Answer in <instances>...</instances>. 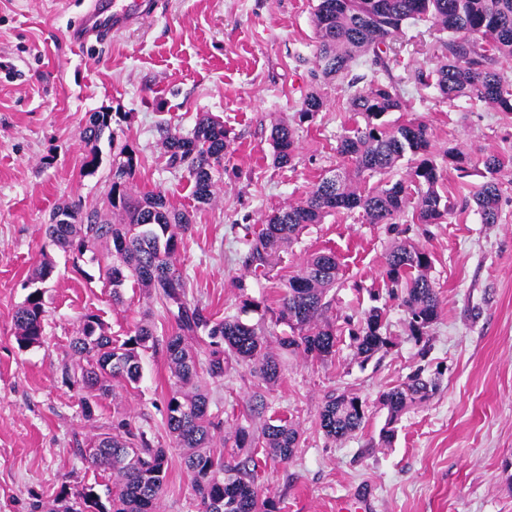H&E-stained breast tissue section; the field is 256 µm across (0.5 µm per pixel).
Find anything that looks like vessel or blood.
I'll return each mask as SVG.
<instances>
[{
	"label": "vessel or blood",
	"instance_id": "obj_1",
	"mask_svg": "<svg viewBox=\"0 0 512 512\" xmlns=\"http://www.w3.org/2000/svg\"><path fill=\"white\" fill-rule=\"evenodd\" d=\"M158 4L159 0H89L81 19L69 29L68 41L81 50L103 44L113 33L154 13Z\"/></svg>",
	"mask_w": 512,
	"mask_h": 512
}]
</instances>
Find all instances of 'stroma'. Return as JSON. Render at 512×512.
Listing matches in <instances>:
<instances>
[{"label": "stroma", "instance_id": "35a3bbf8", "mask_svg": "<svg viewBox=\"0 0 512 512\" xmlns=\"http://www.w3.org/2000/svg\"><path fill=\"white\" fill-rule=\"evenodd\" d=\"M316 0H160L156 13L76 56L66 34L84 0H0V512L51 505L60 485L102 482L77 444L109 429L114 411L160 430L170 388L164 359L147 354L137 389L105 399L85 421L78 394L61 382V364L80 317L99 314L107 331L124 335L140 322L146 301L126 288L113 306L96 264L56 254L45 285L46 336L19 349L14 315L26 281L41 260L45 225L59 206L101 204L113 150L100 141L102 163L86 173L90 147L82 137L89 113L110 112L117 143L139 157L134 190H164L169 206L189 211L192 228L175 256L188 297L217 316L236 313L241 294L275 300L309 254L334 252L340 279L329 311L337 322L385 308L392 346L360 362L348 335L327 360L289 357L282 379L252 414L254 379L241 372L211 384V410L224 420L217 447L234 445L245 419L292 420L300 442L286 463L259 467L261 495L278 512H338L339 501L369 498L372 512H512V174L499 177L501 217L483 223L470 199L484 180L488 153L512 155V121L482 103L442 99L416 85L445 32L430 23L405 26L397 38L394 77L403 79V109L387 122L420 120L444 168L442 195L462 203L442 224H369L341 212L304 230L285 247L269 274L246 266L245 242L264 218L299 202L341 163L337 141L354 115L345 82L314 86L310 74ZM326 105L313 121L296 123V106L312 89ZM205 115L224 124L227 149L214 201L198 204L186 173L167 167L159 129L190 133ZM297 126L293 162H273L271 129ZM457 148L471 160L458 177L443 153ZM409 240L433 259L429 276L439 317L426 344L407 331L408 314L382 277L392 244ZM439 377L425 403L397 423L391 446L379 443L387 411L382 391L416 369ZM348 392L366 404L367 419L351 436L327 438L318 425L327 395ZM192 476L172 452L160 512H196Z\"/></svg>", "mask_w": 512, "mask_h": 512}]
</instances>
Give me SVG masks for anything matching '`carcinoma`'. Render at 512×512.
Here are the masks:
<instances>
[{"label":"carcinoma","instance_id":"cac0c4a2","mask_svg":"<svg viewBox=\"0 0 512 512\" xmlns=\"http://www.w3.org/2000/svg\"><path fill=\"white\" fill-rule=\"evenodd\" d=\"M409 20H430L451 34L441 43V57L434 67L415 72L419 85L450 101L488 104L512 120V77L497 68L500 60L512 59V0H317L312 17L316 34L312 78L317 84L346 79L352 87L356 83L349 78L353 64L362 56L370 57L368 87L349 98L350 111L361 115L364 124L344 129L336 148L344 164L333 176L315 183L301 201L266 217L264 227L246 240L254 268H271L285 245L340 210L360 209L368 223L390 225L398 223L410 207L418 224H441L453 212L454 206L439 191L443 169L431 151L427 125L383 121L387 113L402 107L400 83L392 75L390 62L398 55L393 42ZM324 107L322 94L312 90L297 105L299 122L313 120ZM106 132L115 142L112 113H89L83 134L91 145L85 161L90 174L100 165L97 143ZM271 141L274 163L291 164L295 129L277 124ZM162 144L169 168L185 172L193 183L194 200L211 203L216 175L224 167V125L204 116L186 135L164 130ZM407 154L414 157L407 179L367 189L359 185L366 177L392 169ZM481 163L488 179L472 199L483 223L496 224L501 212L497 175L512 169V156L487 154ZM137 165L135 150L123 145L112 158L103 206L86 208L74 202L57 208L69 222H50L45 236L49 246L65 254L91 253L90 260L98 264L111 288L112 304H124L127 284H137L147 299L160 306L170 331L158 336L149 323L141 322L121 338L105 331L99 315L86 313L65 353L63 382L77 389L81 415L90 421L102 400L115 396L116 388H136L143 354L162 355L171 378L163 430L173 447L182 450L199 498L198 512H276L271 500L259 501L255 457L262 453L283 463L290 461L299 443L297 428L281 417L268 418L258 432L241 425L235 448L225 458L224 451L212 448L223 421L210 410L203 376L222 381L247 369L257 379L253 400L262 407L264 388L281 379L288 356L303 353L325 359L336 355L337 329L326 313L333 301L329 293L339 280V262L331 251L315 252L288 278L276 305L244 295L237 313L217 318L188 299L184 277L173 261L181 237L191 230L190 212L170 208L161 190L141 196L132 193L130 180ZM109 241L112 251L99 252L98 245ZM431 266V254L406 241L393 245L385 260L386 281L392 292H400L410 336L417 342L423 341L438 317V293L427 274ZM54 271L53 261L46 257L28 279L34 288L14 315L15 339L22 350L43 341L47 313L43 285ZM250 313L258 316L257 322L245 319ZM384 320L379 307L365 313L353 338L362 360L391 345L382 332ZM279 325L285 329L277 334L274 328ZM271 337L281 354L271 350ZM437 390L438 382L419 369L382 393L387 418L381 444L391 445L405 410L426 402ZM365 419L366 405L359 397L332 394L320 411L319 425L326 437L338 440L358 431ZM79 452L104 473V493L93 485L77 493L62 486L51 508L38 501L33 512H158L168 480L169 449L156 434L118 413L112 431L87 437Z\"/></svg>","mask_w":512,"mask_h":512}]
</instances>
